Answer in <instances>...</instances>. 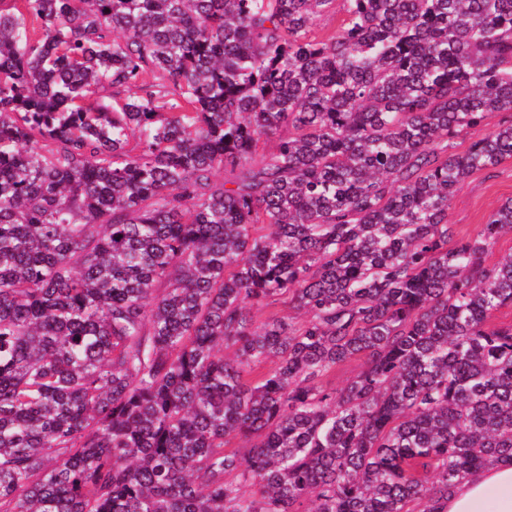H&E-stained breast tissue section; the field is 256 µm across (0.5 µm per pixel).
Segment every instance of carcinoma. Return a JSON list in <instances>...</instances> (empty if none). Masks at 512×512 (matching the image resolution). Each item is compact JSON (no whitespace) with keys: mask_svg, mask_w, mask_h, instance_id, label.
<instances>
[{"mask_svg":"<svg viewBox=\"0 0 512 512\" xmlns=\"http://www.w3.org/2000/svg\"><path fill=\"white\" fill-rule=\"evenodd\" d=\"M10 2L0 512H445L512 461V199L448 224L512 0Z\"/></svg>","mask_w":512,"mask_h":512,"instance_id":"1","label":"carcinoma"}]
</instances>
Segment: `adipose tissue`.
Returning a JSON list of instances; mask_svg holds the SVG:
<instances>
[{
  "label": "adipose tissue",
  "mask_w": 512,
  "mask_h": 512,
  "mask_svg": "<svg viewBox=\"0 0 512 512\" xmlns=\"http://www.w3.org/2000/svg\"><path fill=\"white\" fill-rule=\"evenodd\" d=\"M447 512H512V463L495 462L462 479Z\"/></svg>",
  "instance_id": "adipose-tissue-1"
}]
</instances>
